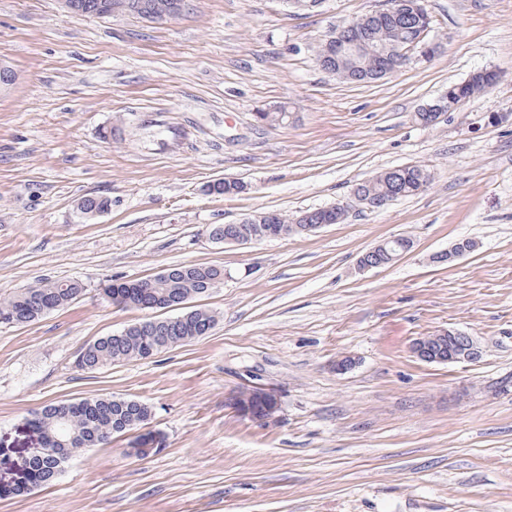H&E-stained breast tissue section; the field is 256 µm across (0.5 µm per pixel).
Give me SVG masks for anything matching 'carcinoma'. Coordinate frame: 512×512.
Returning <instances> with one entry per match:
<instances>
[{
	"mask_svg": "<svg viewBox=\"0 0 512 512\" xmlns=\"http://www.w3.org/2000/svg\"><path fill=\"white\" fill-rule=\"evenodd\" d=\"M129 14H178V0H127ZM431 29L430 16L400 6L379 16H373L345 33L344 42L326 39L319 46L316 60L326 72L350 82H372L384 77L383 69L390 63L399 47L415 48L427 41ZM367 43L370 51L354 57L347 53L351 43ZM495 75L475 74L461 86L467 98L483 90ZM431 182L427 170L417 165L384 171L371 180L355 184L353 190L372 200L417 195ZM244 186L237 181L218 180L208 186V192L234 196ZM111 206L103 196L82 199L80 212L94 214ZM241 224H216L210 231L216 239H237L253 236L256 240L286 238L302 234L295 221L305 224H337L338 216L325 208L304 212L296 220H288L278 213H266L264 221ZM413 247V241L400 237L389 247H376L366 252L360 263L382 267L391 263V257L404 254ZM224 282V267L214 264H190L168 268L145 278L142 286L133 281L106 280L99 284L100 295L110 300L120 297L124 307L140 310H165L208 294ZM87 291L78 280L42 281L23 288L0 300V325H28L44 316L64 309ZM216 313L196 306L190 310L163 318H149L133 323L122 331L102 336L80 350L75 366L80 370H95L101 366L133 359H149L158 353L207 335L216 325ZM476 351L473 341L460 333L452 336H423L419 339L418 357L438 363L448 354ZM152 409L146 403L128 397L95 396L50 403L35 414L32 426L40 434L43 451L29 458L23 480L2 491L0 495L23 496L37 487L55 481L65 469L73 453L85 448H96L112 443V438L138 430L148 424Z\"/></svg>",
	"mask_w": 512,
	"mask_h": 512,
	"instance_id": "carcinoma-1",
	"label": "carcinoma"
}]
</instances>
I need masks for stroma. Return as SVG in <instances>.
<instances>
[{
  "label": "stroma",
  "instance_id": "stroma-1",
  "mask_svg": "<svg viewBox=\"0 0 512 512\" xmlns=\"http://www.w3.org/2000/svg\"><path fill=\"white\" fill-rule=\"evenodd\" d=\"M385 0H188L167 21L80 16L60 0H0V298L41 280L85 296L27 326H0V485L20 480L46 404L113 395L152 408L160 452L122 436L69 460L0 512H512V0H426L440 49L371 83L316 63L319 42ZM499 80L421 125L449 85ZM285 106L288 119L258 112ZM411 164L416 196L371 209L354 184ZM245 184L233 196L210 182ZM109 197L83 218L78 202ZM339 201L347 219L247 246L217 224L296 216ZM396 236L413 249L359 271ZM474 252L435 262L462 239ZM223 266L198 305L210 335L148 360L73 365L95 339L147 319L98 285L174 265ZM472 362L411 350L441 330ZM350 359L343 371L336 364ZM271 419L228 404L249 383ZM254 395H259L262 398L274 397L270 391H268L266 388L261 387L260 385H252L249 388L241 389V393L235 394V396H237L238 401V404L236 406L237 412L244 417H248L254 420H267L271 418L273 412L277 409V405H274L272 401H270V406H272V408L269 409L270 415L267 418L259 419L258 417H255L254 415L251 414V411L248 408L250 404L249 399Z\"/></svg>",
  "mask_w": 512,
  "mask_h": 512
}]
</instances>
